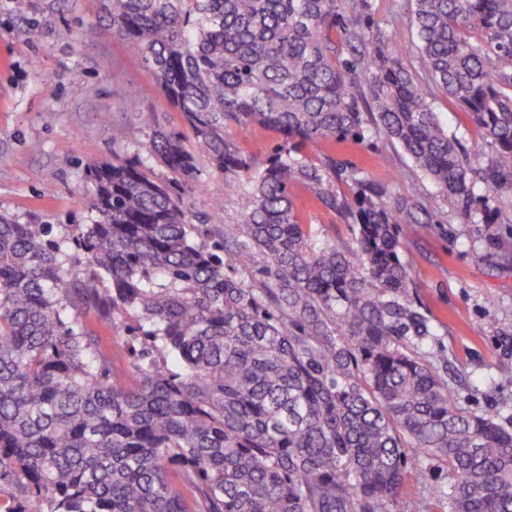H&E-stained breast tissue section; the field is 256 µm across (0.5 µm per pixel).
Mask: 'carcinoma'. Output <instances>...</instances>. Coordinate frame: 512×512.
<instances>
[{
  "label": "carcinoma",
  "mask_w": 512,
  "mask_h": 512,
  "mask_svg": "<svg viewBox=\"0 0 512 512\" xmlns=\"http://www.w3.org/2000/svg\"><path fill=\"white\" fill-rule=\"evenodd\" d=\"M406 3L405 29L371 0H106L193 143L152 128L165 182L139 157L88 165L91 224L0 215L10 512H409L425 459L446 470L440 512H512V433L396 342L429 335L401 246L433 208L309 156L370 133L378 165L410 159L456 223L512 224V0ZM254 125L283 139L264 162L230 136ZM198 149L239 198L230 228L191 223L176 192ZM295 184L355 226L354 251L312 239ZM490 247L512 264V238ZM86 315L138 342L124 376ZM435 106L436 110L441 112V116L448 126V131L455 135L462 144L469 146L477 137V131L473 125L463 120L458 112H453L445 98L441 97L435 103Z\"/></svg>",
  "instance_id": "cac0c4a2"
}]
</instances>
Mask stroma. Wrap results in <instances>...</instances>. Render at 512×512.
<instances>
[{"mask_svg": "<svg viewBox=\"0 0 512 512\" xmlns=\"http://www.w3.org/2000/svg\"><path fill=\"white\" fill-rule=\"evenodd\" d=\"M26 2L20 12L13 0H0V214L23 224H89L94 214L79 201L87 165L147 154L146 145L117 139V129L139 125L149 114L167 129L185 134L189 128L180 112L150 92L151 76L130 46L83 40L86 30L106 25L103 0ZM382 147L371 138L337 147L335 156L393 193L420 195L435 211L401 248L413 279L408 297L432 334L400 342L434 365H447L459 406L494 416L512 431V384L497 379L501 368L512 367V337L501 333L512 326V265H501L490 250L486 225L454 221L411 162L393 173L375 164ZM290 194L314 239L355 248L353 225L318 206L307 186H293ZM180 195L193 216L209 218L220 209L227 219L240 217L223 175L207 163L182 183ZM446 482L445 472L425 462L404 487L410 512H431L429 493Z\"/></svg>", "mask_w": 512, "mask_h": 512, "instance_id": "1", "label": "stroma"}]
</instances>
